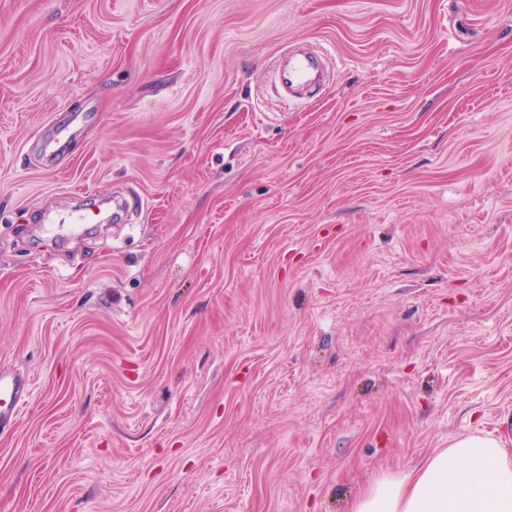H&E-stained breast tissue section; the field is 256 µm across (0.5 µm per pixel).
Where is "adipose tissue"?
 <instances>
[{"label":"adipose tissue","instance_id":"ef3b65f1","mask_svg":"<svg viewBox=\"0 0 512 512\" xmlns=\"http://www.w3.org/2000/svg\"><path fill=\"white\" fill-rule=\"evenodd\" d=\"M349 512H512V458L495 438L464 436L410 471L380 475Z\"/></svg>","mask_w":512,"mask_h":512}]
</instances>
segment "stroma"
<instances>
[{"mask_svg":"<svg viewBox=\"0 0 512 512\" xmlns=\"http://www.w3.org/2000/svg\"><path fill=\"white\" fill-rule=\"evenodd\" d=\"M3 369L0 512H347L512 456V0H0ZM324 66V55L309 53L300 56H290L288 60V78H281L280 100L288 102L289 83L293 80L309 77L318 72ZM33 383L19 374L0 371V427L16 419L28 406Z\"/></svg>","mask_w":512,"mask_h":512,"instance_id":"stroma-1","label":"stroma"}]
</instances>
